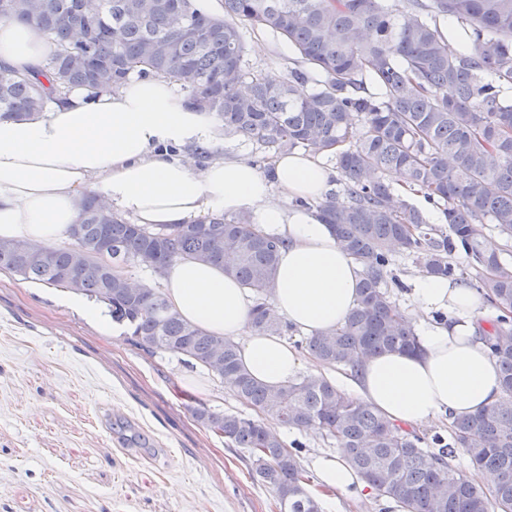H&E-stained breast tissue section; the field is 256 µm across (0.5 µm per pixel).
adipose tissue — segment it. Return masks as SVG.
<instances>
[{
  "mask_svg": "<svg viewBox=\"0 0 512 512\" xmlns=\"http://www.w3.org/2000/svg\"><path fill=\"white\" fill-rule=\"evenodd\" d=\"M49 52L32 25L0 22L1 63L27 72ZM170 144L188 151L172 156ZM331 176L311 152L276 154L266 169L226 153L215 119L188 107L173 81L135 76L95 96L69 90L28 119L0 117V240L56 247L88 194L147 228L244 213L257 231L282 242L269 290L272 313L310 336L340 327L358 301L359 263L307 207L328 193ZM161 279L171 307L238 343L257 380L278 388L302 368L285 338L251 332L255 296L222 268L179 259ZM410 287L428 316L419 350L366 358L351 380L355 396L407 427L499 402V372L478 330L488 310L484 295L467 279L423 275ZM312 469L318 489H369L341 458L316 457Z\"/></svg>",
  "mask_w": 512,
  "mask_h": 512,
  "instance_id": "1",
  "label": "adipose tissue"
}]
</instances>
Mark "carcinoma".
Instances as JSON below:
<instances>
[{"mask_svg": "<svg viewBox=\"0 0 512 512\" xmlns=\"http://www.w3.org/2000/svg\"><path fill=\"white\" fill-rule=\"evenodd\" d=\"M453 18L471 51L454 52L440 22ZM31 23L50 44L43 69L56 92L91 95L133 74L171 78L190 107L211 114L224 131L268 152L302 148L335 157L342 191L313 205L340 247L361 266L358 304L344 324L305 338L326 367L349 366L385 352L419 347L411 322L383 288L391 258L413 256L430 276L462 277L448 259L459 248L498 316L483 333L504 396L450 425L454 446L390 422L374 407L323 376L280 388L254 379L239 346L189 323L165 294L143 282L127 287L131 266L154 276L175 259L218 265L257 296L251 327L286 336L292 327L267 312L281 241L258 232L245 214H210L191 224L149 231L91 197L81 206V244L112 239L117 274L89 267L76 292L102 303L112 321L151 351L200 365L253 410L196 411L208 429L248 453L253 479L272 488L280 512H321L299 462L300 445L272 426L316 429L336 442L347 464L381 496L407 512H512V265L488 245L480 225L512 240V0H224V17L200 14L193 0H0V21ZM268 29L308 65L280 84L249 69L239 25ZM319 76L309 90V72ZM370 78L378 92L365 87ZM38 72L0 65V113L16 119L42 111ZM396 171L405 186L443 207L451 235L437 233L406 195L376 173ZM224 238L216 254L217 237ZM0 245V270L55 288L71 247L25 241ZM224 343V366L212 364ZM484 485L457 472L455 448Z\"/></svg>", "mask_w": 512, "mask_h": 512, "instance_id": "carcinoma-1", "label": "carcinoma"}]
</instances>
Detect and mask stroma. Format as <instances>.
<instances>
[{"mask_svg": "<svg viewBox=\"0 0 512 512\" xmlns=\"http://www.w3.org/2000/svg\"><path fill=\"white\" fill-rule=\"evenodd\" d=\"M245 60L261 74L299 65L288 41L250 25ZM385 284L413 326L423 315L408 281L419 267L396 254ZM58 289L0 271V512H279L252 481L246 453L196 420L194 408L242 410L206 370L209 397L182 386L180 356L148 355L60 304ZM126 422L150 450L125 443Z\"/></svg>", "mask_w": 512, "mask_h": 512, "instance_id": "1", "label": "stroma"}]
</instances>
